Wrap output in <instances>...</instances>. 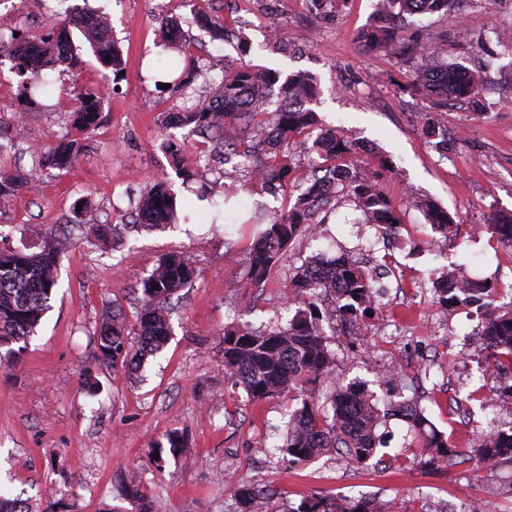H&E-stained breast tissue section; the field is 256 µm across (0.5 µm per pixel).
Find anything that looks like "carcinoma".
I'll return each mask as SVG.
<instances>
[{"label":"carcinoma","instance_id":"carcinoma-1","mask_svg":"<svg viewBox=\"0 0 512 512\" xmlns=\"http://www.w3.org/2000/svg\"><path fill=\"white\" fill-rule=\"evenodd\" d=\"M400 13L426 15L439 12L448 0H388ZM88 37L94 56L103 69L116 75L123 71V59L112 39L111 29L92 21L87 13L49 15L34 32H10L0 35V51L17 54L16 67L27 73L31 82L26 92H47L50 83L42 80V71L57 62H65L72 70L81 60L74 54L73 31ZM390 27L381 25L360 36L365 47L388 42ZM316 78L298 72L281 80L275 74L248 65L224 68L219 80L220 91L214 98L190 100L178 113V125L189 127L213 146L224 148L242 160L255 185L277 181L288 186L291 167L284 162L282 142L314 126L315 114L308 105L315 96ZM412 91L430 102L423 115L426 131L435 132L430 113L448 106L451 101L472 98L478 83L473 75L439 58L437 49L420 53L413 71ZM72 125L93 130L100 122L104 101L102 84L85 85L74 92ZM14 124L0 119V156L19 143ZM83 145L67 137L54 147L32 153V166L27 174L0 171V200L12 199L34 189V183L57 172L70 171L78 162ZM308 150L317 154L315 171L299 185L294 203L269 217L245 205L247 223L261 226L248 256V270L243 287L261 284L281 255L302 236L317 238L319 225L337 196L350 199L364 215L365 223L376 233L389 237L400 222L397 209L380 191L377 174L365 172L355 161L356 144L335 132H321ZM435 232L448 236L454 224L447 213L429 200L418 202ZM177 199L163 182L147 187L138 201L137 218L150 227H160L177 215ZM490 228L504 247L512 250V214L494 213ZM94 238L117 245L118 227L98 224L92 227ZM67 238L52 237L39 250L25 252L0 249V347L27 340L34 335L57 285L58 262ZM326 264L312 255L289 277V288L297 304L295 313L284 324L252 330L235 326L224 328V377L242 387L250 400L260 402L285 392H303V388L332 372L334 355L322 323L336 318L356 323L371 311V299L386 284L370 270L357 267L350 259L336 266L332 281L322 280L319 271ZM194 261L183 255H164L150 274L137 280L140 307L137 328L127 325L122 312L114 311L101 323L97 338L101 363L112 369L133 372L143 360L160 353L171 335L168 304L194 278ZM331 293L337 299L333 306L319 304L317 298ZM490 292L479 290L434 288L440 304L467 305L478 296ZM480 336L493 359L494 369L512 364V311L494 314L480 325ZM396 412L417 431L421 451L420 464L439 470L459 464V452L448 444L439 431L423 433L428 423L423 408L415 403L400 402ZM379 411L373 396L355 385H338L323 402L302 399L288 419L286 442L278 451L297 461H305L332 448L362 462L377 450L376 429ZM477 455L495 463H512V426L500 429L495 436L473 449ZM376 504L343 499L325 504L321 500L305 502L294 512H375ZM0 512H32L29 499L0 492Z\"/></svg>","mask_w":512,"mask_h":512}]
</instances>
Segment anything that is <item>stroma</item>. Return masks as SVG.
Listing matches in <instances>:
<instances>
[{"instance_id": "1", "label": "stroma", "mask_w": 512, "mask_h": 512, "mask_svg": "<svg viewBox=\"0 0 512 512\" xmlns=\"http://www.w3.org/2000/svg\"><path fill=\"white\" fill-rule=\"evenodd\" d=\"M78 10L109 16L125 61L108 88L100 123L85 134L76 166L33 191L0 202V235L17 249L37 250L51 235L70 233L50 308L28 342L0 348V490L24 493L36 512H110L128 506L130 491L148 496L154 512H294L311 497L385 503L387 512H462L477 500L484 512H512V466L471 459L431 473L405 447L409 426L388 415L378 428L382 465L342 454L306 462L269 457L264 444L282 426L287 397L255 404L224 380L222 339L228 326L263 328L286 317L288 271L311 256L301 245L284 255L265 282L242 287L252 227L214 223L200 194L231 180L223 164L196 157L205 146L185 129L166 132L167 114L182 104L175 76L160 56L198 63L197 94L230 64L306 71L318 82L312 108L320 127L364 145V169L378 172L382 193L401 223L389 301L379 319L331 333L336 381L365 385L381 398L409 401L426 411L460 453L488 427H512V367L500 370L483 396L473 397L489 366L474 333L481 319L512 307V251L486 225L512 212V52L498 38L512 28V0H451L447 10L422 17L393 15L392 40L362 46L357 36L375 22L379 0H73ZM203 12L223 20L224 40L193 25L175 47L155 41L162 18ZM80 76L52 70L49 96L25 99L23 79L0 70V118L27 113L28 138L50 147L72 129L73 84L99 80L87 40L74 33ZM435 45L441 56L474 71L477 96L434 113L435 135L423 129L427 102L410 91L413 61L406 46ZM170 182L182 218L162 230L123 231L119 246L91 245L92 225L132 217L146 186ZM427 197L446 209L454 235L433 232L424 215L406 206ZM79 226H69L72 217ZM353 203H341L325 235L352 258L366 261ZM483 226L479 239L469 236ZM192 257L194 280L170 306L174 334L139 372L101 364L97 331L112 310L128 323L137 315L135 282L165 254ZM491 284L480 306L436 303L431 280L439 268ZM392 368L395 381L381 374ZM177 432L185 446L170 450ZM258 489L243 502L225 475Z\"/></svg>"}]
</instances>
